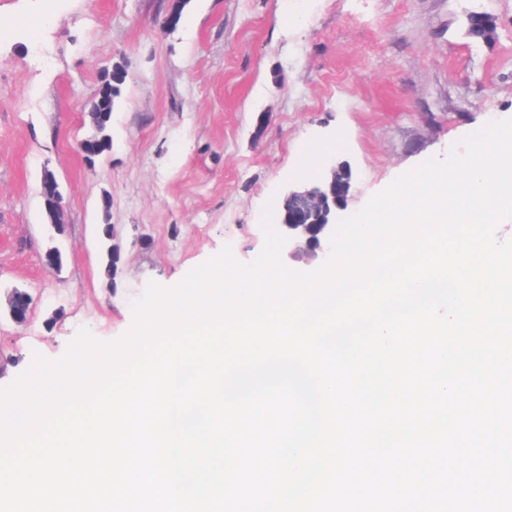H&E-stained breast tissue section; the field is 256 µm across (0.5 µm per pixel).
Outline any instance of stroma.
<instances>
[{"mask_svg": "<svg viewBox=\"0 0 512 512\" xmlns=\"http://www.w3.org/2000/svg\"><path fill=\"white\" fill-rule=\"evenodd\" d=\"M0 0V306L32 299L28 326L0 313V388L34 355L61 359L79 328L112 342L148 283L176 286L232 245H265L263 205L352 172L348 213L465 135L512 118V0ZM496 25L468 35L470 14ZM128 76L112 150L77 144L113 64ZM319 154H308L310 146ZM64 196L49 226L44 173ZM123 268L104 274L102 224ZM63 264H44L48 247Z\"/></svg>", "mask_w": 512, "mask_h": 512, "instance_id": "1", "label": "stroma"}]
</instances>
